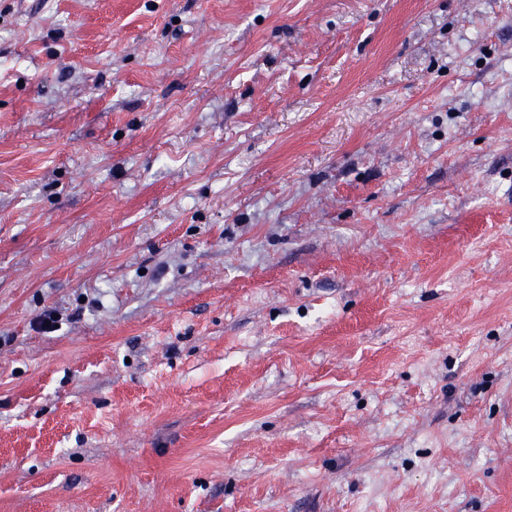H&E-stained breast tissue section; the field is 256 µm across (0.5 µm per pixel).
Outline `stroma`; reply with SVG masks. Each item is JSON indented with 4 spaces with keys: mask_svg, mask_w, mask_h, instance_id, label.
I'll list each match as a JSON object with an SVG mask.
<instances>
[{
    "mask_svg": "<svg viewBox=\"0 0 512 512\" xmlns=\"http://www.w3.org/2000/svg\"><path fill=\"white\" fill-rule=\"evenodd\" d=\"M0 512H512V0H0Z\"/></svg>",
    "mask_w": 512,
    "mask_h": 512,
    "instance_id": "obj_1",
    "label": "stroma"
}]
</instances>
